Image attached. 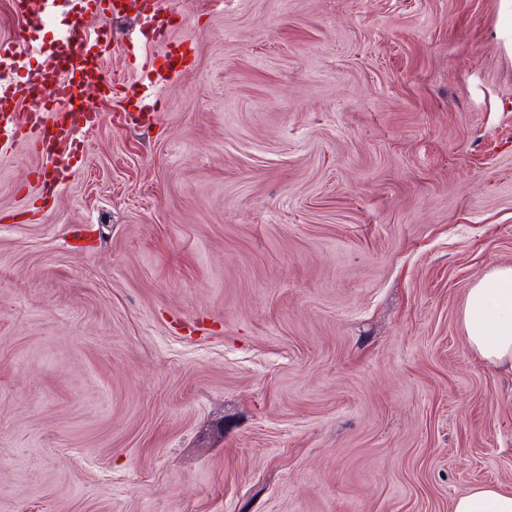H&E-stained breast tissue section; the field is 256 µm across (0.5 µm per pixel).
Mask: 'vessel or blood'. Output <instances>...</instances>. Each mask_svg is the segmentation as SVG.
<instances>
[{
    "mask_svg": "<svg viewBox=\"0 0 512 512\" xmlns=\"http://www.w3.org/2000/svg\"><path fill=\"white\" fill-rule=\"evenodd\" d=\"M53 0H15L23 25L13 41L0 43V138L31 142L44 165L36 169V181L51 188L52 174L66 171L75 129L70 120L78 111L77 100L89 88L112 90V76L105 67L111 42L91 36L85 27H64L51 42L38 34L52 15ZM137 18L154 34L166 36L171 15L161 12L155 0H136ZM24 105L22 119L9 110Z\"/></svg>",
    "mask_w": 512,
    "mask_h": 512,
    "instance_id": "1",
    "label": "vessel or blood"
}]
</instances>
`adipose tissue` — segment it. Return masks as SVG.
Wrapping results in <instances>:
<instances>
[{
    "label": "adipose tissue",
    "instance_id": "adipose-tissue-1",
    "mask_svg": "<svg viewBox=\"0 0 512 512\" xmlns=\"http://www.w3.org/2000/svg\"><path fill=\"white\" fill-rule=\"evenodd\" d=\"M461 320L466 342L487 366L512 374V265H502L469 288ZM453 512H512V494L494 487L455 499Z\"/></svg>",
    "mask_w": 512,
    "mask_h": 512
}]
</instances>
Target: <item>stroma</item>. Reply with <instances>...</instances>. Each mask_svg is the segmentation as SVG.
Here are the masks:
<instances>
[{"label":"stroma","mask_w":512,"mask_h":512,"mask_svg":"<svg viewBox=\"0 0 512 512\" xmlns=\"http://www.w3.org/2000/svg\"><path fill=\"white\" fill-rule=\"evenodd\" d=\"M42 198L0 150V512H452L512 492V0H179ZM178 46L185 70L150 92ZM461 320L469 349L512 374V265L494 268L469 288ZM453 512H512V494L494 487L478 488L455 499Z\"/></svg>","instance_id":"1"}]
</instances>
